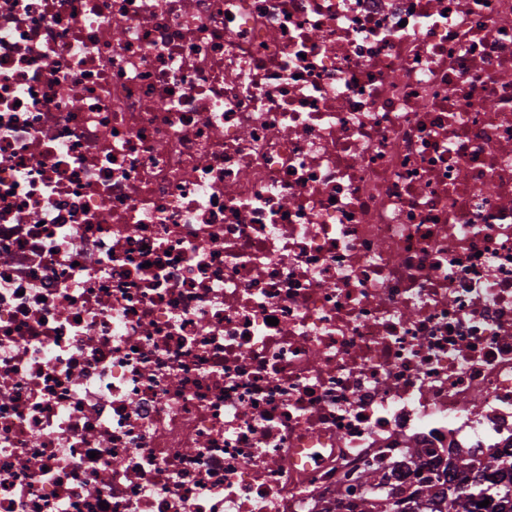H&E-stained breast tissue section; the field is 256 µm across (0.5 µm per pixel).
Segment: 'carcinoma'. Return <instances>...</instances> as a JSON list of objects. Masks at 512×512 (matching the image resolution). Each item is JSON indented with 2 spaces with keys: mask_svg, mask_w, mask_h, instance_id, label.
Wrapping results in <instances>:
<instances>
[{
  "mask_svg": "<svg viewBox=\"0 0 512 512\" xmlns=\"http://www.w3.org/2000/svg\"><path fill=\"white\" fill-rule=\"evenodd\" d=\"M510 470L500 457L491 456L482 464V478L478 482L441 492L425 485L411 496L415 504L407 503L398 512H417L415 507L420 505L422 497L428 499L431 512H512V480L503 483ZM486 499L490 501L488 506H478Z\"/></svg>",
  "mask_w": 512,
  "mask_h": 512,
  "instance_id": "1",
  "label": "carcinoma"
}]
</instances>
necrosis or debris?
I'll return each instance as SVG.
<instances>
[{
    "mask_svg": "<svg viewBox=\"0 0 512 512\" xmlns=\"http://www.w3.org/2000/svg\"><path fill=\"white\" fill-rule=\"evenodd\" d=\"M492 455L512 0H0V512H392Z\"/></svg>",
    "mask_w": 512,
    "mask_h": 512,
    "instance_id": "necrosis-or-debris-1",
    "label": "necrosis or debris"
}]
</instances>
